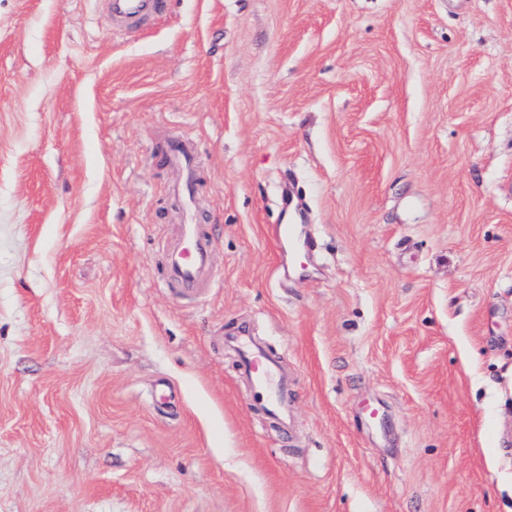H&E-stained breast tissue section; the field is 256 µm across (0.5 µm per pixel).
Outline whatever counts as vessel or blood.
Here are the masks:
<instances>
[{"instance_id": "1", "label": "vessel or blood", "mask_w": 512, "mask_h": 512, "mask_svg": "<svg viewBox=\"0 0 512 512\" xmlns=\"http://www.w3.org/2000/svg\"><path fill=\"white\" fill-rule=\"evenodd\" d=\"M110 8L113 22L128 31L145 20L163 16L168 9V0H111ZM171 163L182 174L173 192L186 207H193L191 183L197 155L190 146L183 144L175 149ZM273 237L280 250L291 256L303 253L307 248L301 227L297 224L276 225ZM212 252L210 233L198 224L196 217H189L182 226L179 241L171 244L167 251V284L179 289L182 295H193L210 272ZM226 342L238 356L240 377L253 402L281 425H288V378L281 371L277 359L253 340L246 327H239L236 335L227 337Z\"/></svg>"}]
</instances>
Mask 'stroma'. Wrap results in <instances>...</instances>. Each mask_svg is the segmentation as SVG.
Masks as SVG:
<instances>
[{
	"label": "stroma",
	"instance_id": "35a3bbf8",
	"mask_svg": "<svg viewBox=\"0 0 512 512\" xmlns=\"http://www.w3.org/2000/svg\"><path fill=\"white\" fill-rule=\"evenodd\" d=\"M107 2L0 0V512H512V0ZM169 0H111L112 21L129 31L141 22L163 16ZM171 163L182 174V179L173 187V193L186 205L189 217L187 223L182 224L179 241L168 248L165 278L169 286L179 289L184 296H191L209 275L213 239L195 217L194 190H191L197 166L195 151L188 145H180L175 149ZM301 224H276L273 231L274 240L282 253L293 259L297 254H304L307 242L302 236ZM226 342L238 356L240 377L247 386L252 401L266 414L287 426L290 416L288 377L281 371L275 357L256 343L245 326Z\"/></svg>",
	"mask_w": 512,
	"mask_h": 512
}]
</instances>
